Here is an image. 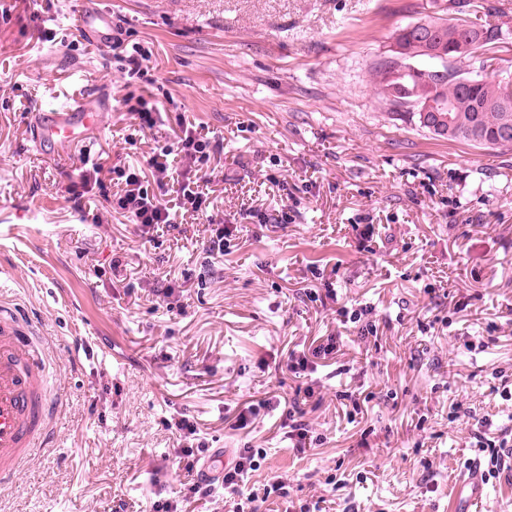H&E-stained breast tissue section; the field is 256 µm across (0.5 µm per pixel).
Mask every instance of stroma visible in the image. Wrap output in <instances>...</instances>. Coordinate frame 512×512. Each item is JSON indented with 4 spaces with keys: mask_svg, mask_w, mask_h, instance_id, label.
Here are the masks:
<instances>
[{
    "mask_svg": "<svg viewBox=\"0 0 512 512\" xmlns=\"http://www.w3.org/2000/svg\"><path fill=\"white\" fill-rule=\"evenodd\" d=\"M97 9L150 51L155 100L219 143L198 180L208 214L172 189V225L146 236L103 198L71 201L82 152L137 167L180 133L122 108L112 31L88 27ZM447 15L448 0H0V225L19 227L0 240V305L47 343L59 405L0 512L174 500L184 474L164 423L180 413L215 478L193 512H228L216 478L241 448L265 449L253 482L284 481L296 507L448 512L477 418L512 430L498 393L512 384V147L432 135L370 75L397 27ZM77 95L101 107L98 130L65 156L40 151L39 109ZM211 215L229 228L220 253ZM170 283L181 310L157 294ZM331 335L340 350L311 377L288 371L290 350ZM309 385L305 452L279 408L247 430L226 421ZM345 390L371 396L353 420Z\"/></svg>",
    "mask_w": 512,
    "mask_h": 512,
    "instance_id": "obj_1",
    "label": "stroma"
}]
</instances>
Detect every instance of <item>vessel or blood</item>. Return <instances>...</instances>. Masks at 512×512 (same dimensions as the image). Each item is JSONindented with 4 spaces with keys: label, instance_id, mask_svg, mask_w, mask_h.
I'll return each mask as SVG.
<instances>
[{
    "label": "vessel or blood",
    "instance_id": "1",
    "mask_svg": "<svg viewBox=\"0 0 512 512\" xmlns=\"http://www.w3.org/2000/svg\"><path fill=\"white\" fill-rule=\"evenodd\" d=\"M100 115L83 103L48 105L37 128L41 146L56 155L84 141L98 126ZM46 345L22 335L11 312L0 310V486L13 483L33 453L51 437L52 402L48 391ZM486 491L479 467L458 480L452 507L463 512L466 503Z\"/></svg>",
    "mask_w": 512,
    "mask_h": 512
}]
</instances>
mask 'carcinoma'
Instances as JSON below:
<instances>
[{"mask_svg": "<svg viewBox=\"0 0 512 512\" xmlns=\"http://www.w3.org/2000/svg\"><path fill=\"white\" fill-rule=\"evenodd\" d=\"M480 9L485 15L493 13L489 4H475L472 0H451L447 20L428 19L424 24L433 27L431 49L445 55L446 80L435 88L434 99L453 105L456 125L447 138L464 140L478 145H497L503 134L512 142V75L507 74L495 82H488L472 75L469 70L455 66L456 62L468 61L484 67L487 54L505 34L503 27L487 22L477 26L465 16ZM472 39L478 43L476 51L465 53L457 49L460 42ZM393 39L404 51L402 62L382 59L372 66L371 79L378 95L395 109L408 105L391 94L413 86L412 77L402 71L412 65L428 61L424 45L413 31L398 28Z\"/></svg>", "mask_w": 512, "mask_h": 512, "instance_id": "cac0c4a2", "label": "carcinoma"}]
</instances>
